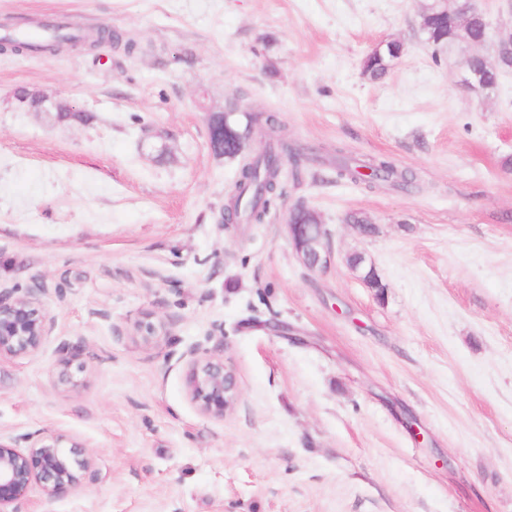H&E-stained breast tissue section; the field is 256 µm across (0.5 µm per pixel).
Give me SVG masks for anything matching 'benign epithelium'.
<instances>
[{"instance_id":"7a95c632","label":"benign epithelium","mask_w":512,"mask_h":512,"mask_svg":"<svg viewBox=\"0 0 512 512\" xmlns=\"http://www.w3.org/2000/svg\"><path fill=\"white\" fill-rule=\"evenodd\" d=\"M210 145L219 156L234 158L242 154L243 138L230 121V114L212 113L208 120ZM293 249L310 270H326L334 261L330 233L322 224L288 222ZM37 288L22 292L17 288L0 289V357L30 356L48 339L52 318L36 298ZM56 380L59 384L79 386L72 370L69 347H62ZM188 365L186 386L192 403L204 415L221 419L239 396L235 373L224 359L203 343L184 354ZM28 446L18 447L11 438L0 437V512H17L16 503L28 491L38 490L53 500L82 487L87 474L95 471L94 454L80 448L62 432L38 431L26 436Z\"/></svg>"}]
</instances>
